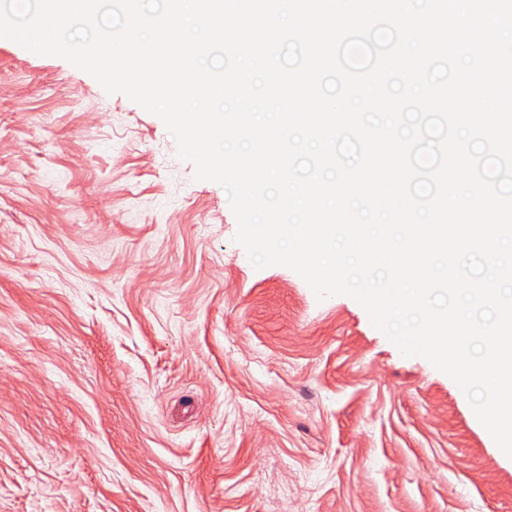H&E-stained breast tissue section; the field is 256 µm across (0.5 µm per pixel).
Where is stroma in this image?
<instances>
[{
  "mask_svg": "<svg viewBox=\"0 0 512 512\" xmlns=\"http://www.w3.org/2000/svg\"><path fill=\"white\" fill-rule=\"evenodd\" d=\"M236 232L159 117L0 38V512H512L458 385Z\"/></svg>",
  "mask_w": 512,
  "mask_h": 512,
  "instance_id": "stroma-1",
  "label": "stroma"
}]
</instances>
